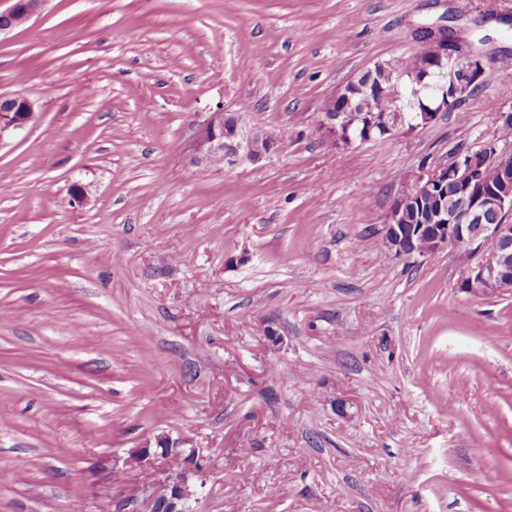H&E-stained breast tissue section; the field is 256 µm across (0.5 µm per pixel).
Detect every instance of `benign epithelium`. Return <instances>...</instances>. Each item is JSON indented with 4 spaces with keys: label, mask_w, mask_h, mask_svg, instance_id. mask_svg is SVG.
Masks as SVG:
<instances>
[{
    "label": "benign epithelium",
    "mask_w": 512,
    "mask_h": 512,
    "mask_svg": "<svg viewBox=\"0 0 512 512\" xmlns=\"http://www.w3.org/2000/svg\"><path fill=\"white\" fill-rule=\"evenodd\" d=\"M45 0H12V6L0 12V34L17 26L16 17L29 21ZM428 45L438 52L444 65L440 82L434 90L451 97L459 105L479 85L484 73V58L459 42L452 44L437 36ZM10 106L0 110V146L26 130L36 118L34 104L16 95L9 98ZM341 116L334 112L323 115L320 129L333 140L341 129ZM279 149V142L265 130L241 123L229 125L224 110L208 113L198 124L192 145V160L210 163L222 157L224 165L256 163ZM512 154L490 142L477 152L460 150L452 162L424 170L407 187L392 206L385 225V241L395 253L427 257L447 248L464 247L475 253L462 270L457 287L469 294L499 293L506 283H512V224H488L487 212L499 215L512 213V168L500 172L497 185L484 187L486 166ZM452 183L459 192L444 198L441 205L442 223L427 229L423 224L400 223V212L429 185ZM161 452L144 446L131 453L128 463L150 473L155 483L167 489L163 500L151 495L146 500L137 490L112 501L113 512H185V502L192 496L190 477L204 467L205 456L198 448L184 450L181 441L166 439L159 445Z\"/></svg>",
    "instance_id": "7a95c632"
}]
</instances>
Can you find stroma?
<instances>
[{
  "mask_svg": "<svg viewBox=\"0 0 512 512\" xmlns=\"http://www.w3.org/2000/svg\"><path fill=\"white\" fill-rule=\"evenodd\" d=\"M485 57L427 126L331 146L324 101L426 28ZM512 0H46L0 35V512H112L160 438L187 512H512V293L395 256L422 167L512 147ZM223 108L273 134L191 161ZM0 103V147L10 138L26 130L36 118L34 104L27 97L16 95ZM264 148H261V145ZM279 149V142L265 130L241 123L228 125L224 110L208 112L198 124L192 145V160L212 166H236L244 162L256 163L268 158Z\"/></svg>",
  "mask_w": 512,
  "mask_h": 512,
  "instance_id": "1",
  "label": "stroma"
}]
</instances>
